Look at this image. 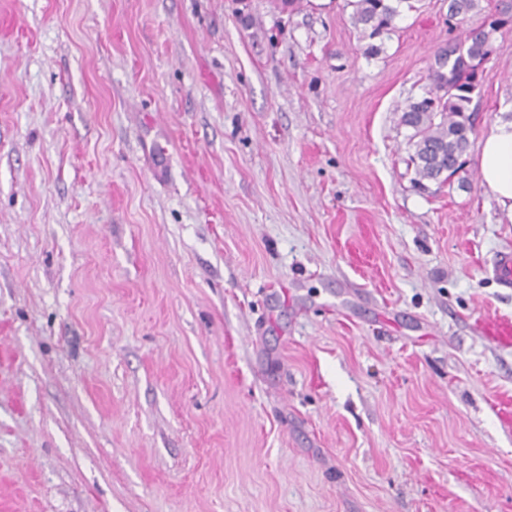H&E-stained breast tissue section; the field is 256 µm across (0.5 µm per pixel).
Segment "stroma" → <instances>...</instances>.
<instances>
[{"label":"stroma","instance_id":"obj_1","mask_svg":"<svg viewBox=\"0 0 512 512\" xmlns=\"http://www.w3.org/2000/svg\"><path fill=\"white\" fill-rule=\"evenodd\" d=\"M465 24L347 0H0V512H512V217L420 189ZM418 0H350L351 19L369 39L380 38L394 29L402 10L415 11Z\"/></svg>","mask_w":512,"mask_h":512}]
</instances>
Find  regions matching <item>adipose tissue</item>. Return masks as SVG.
<instances>
[{
  "instance_id": "obj_1",
  "label": "adipose tissue",
  "mask_w": 512,
  "mask_h": 512,
  "mask_svg": "<svg viewBox=\"0 0 512 512\" xmlns=\"http://www.w3.org/2000/svg\"><path fill=\"white\" fill-rule=\"evenodd\" d=\"M483 186L512 216V120H498L483 133L479 157Z\"/></svg>"
}]
</instances>
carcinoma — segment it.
<instances>
[{
    "label": "carcinoma",
    "mask_w": 512,
    "mask_h": 512,
    "mask_svg": "<svg viewBox=\"0 0 512 512\" xmlns=\"http://www.w3.org/2000/svg\"><path fill=\"white\" fill-rule=\"evenodd\" d=\"M416 0H349L355 27L370 38H380L394 29L402 11H414ZM479 6V0H448V17L459 22ZM499 16L498 24L470 30L461 41L448 44L435 58L433 89L429 95L411 98L403 108L401 124L411 130L408 144L415 181L435 182L439 186L466 189L463 157L468 153L474 133L469 115L473 96L480 94V68L494 52L493 35L512 25V11L504 7L489 12Z\"/></svg>",
    "instance_id": "carcinoma-1"
}]
</instances>
